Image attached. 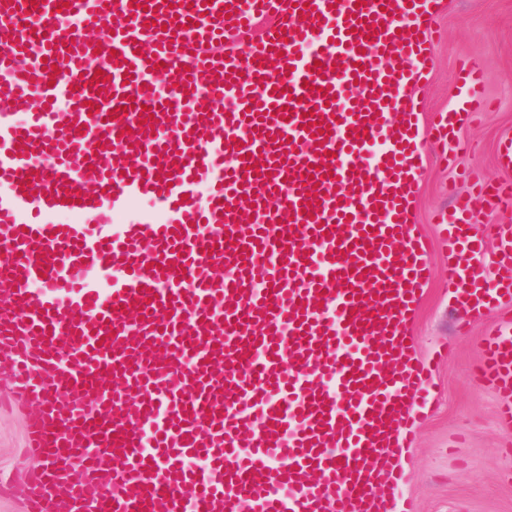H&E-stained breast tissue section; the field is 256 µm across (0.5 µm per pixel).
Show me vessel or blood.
Returning <instances> with one entry per match:
<instances>
[{
	"instance_id": "vessel-or-blood-1",
	"label": "vessel or blood",
	"mask_w": 512,
	"mask_h": 512,
	"mask_svg": "<svg viewBox=\"0 0 512 512\" xmlns=\"http://www.w3.org/2000/svg\"><path fill=\"white\" fill-rule=\"evenodd\" d=\"M436 5L0 0V381L47 461L1 496L27 512L400 498L432 381L406 330L433 276L416 173L427 142L452 162L457 123L486 106L466 61L455 106L421 126ZM473 193L512 210L511 180ZM471 200L435 222L459 331L499 312L472 377L512 425V224L490 228L482 287ZM496 241L490 240L486 252L481 256L476 264V272L481 277L483 283L488 285L492 283L497 274L496 264Z\"/></svg>"
}]
</instances>
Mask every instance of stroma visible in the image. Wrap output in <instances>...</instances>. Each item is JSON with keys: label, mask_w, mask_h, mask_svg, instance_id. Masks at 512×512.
<instances>
[{"label": "stroma", "mask_w": 512, "mask_h": 512, "mask_svg": "<svg viewBox=\"0 0 512 512\" xmlns=\"http://www.w3.org/2000/svg\"><path fill=\"white\" fill-rule=\"evenodd\" d=\"M439 9L433 70L416 100L423 126L453 106L461 59L482 69L491 103L476 120L459 125L454 167L428 155L417 176L414 233L442 272L448 241L431 222L433 210L450 204L452 196L468 195L471 176L508 175L498 154L504 138L512 137V0H442ZM453 297L452 288L434 280L407 323L422 360L443 345L448 358L433 367L438 394L430 414L416 424V444L404 457V496L413 512H512V428L499 421L494 393L469 379L479 338L497 314L476 317L469 334H457ZM9 398L8 384L0 382V472L21 481L44 460L25 450L27 406L9 405Z\"/></svg>", "instance_id": "1"}]
</instances>
